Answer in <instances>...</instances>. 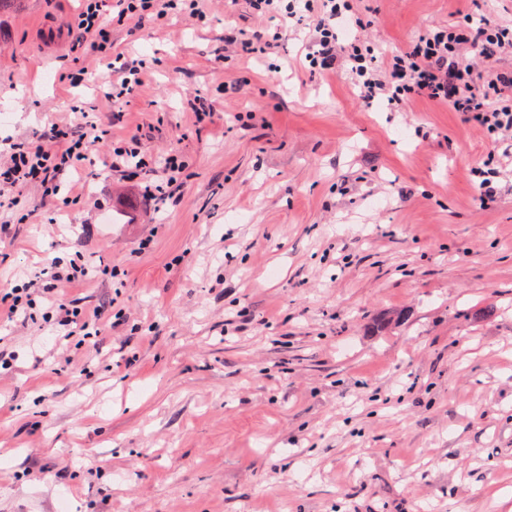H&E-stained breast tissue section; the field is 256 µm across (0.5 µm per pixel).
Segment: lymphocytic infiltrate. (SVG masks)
<instances>
[{
  "label": "lymphocytic infiltrate",
  "mask_w": 512,
  "mask_h": 512,
  "mask_svg": "<svg viewBox=\"0 0 512 512\" xmlns=\"http://www.w3.org/2000/svg\"><path fill=\"white\" fill-rule=\"evenodd\" d=\"M250 5L255 13L277 19L278 25L273 33L259 37L236 36L240 55L264 53L282 40L286 23H293L295 30L308 32L305 58L311 71L333 70L341 59L365 102L383 101L393 108L415 99L449 104L464 121L477 123L493 138L503 157L512 159V71L490 66L501 53L512 52L511 27L483 14H467L459 24L426 30L382 60L372 46L339 41L336 22L353 13V0H250ZM473 48L486 62L485 72H477L467 58ZM110 136L109 129L94 123L75 132L66 124L51 123L39 141L14 145L9 163L0 165V187L35 182L46 195H58L62 175L92 165L94 146ZM42 276L54 293L51 307L66 329L64 341L79 336L87 342L99 336V311L56 296L61 287L91 279L89 268L75 262L66 267L53 263L43 268Z\"/></svg>",
  "instance_id": "1"
}]
</instances>
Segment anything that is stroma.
<instances>
[{"mask_svg": "<svg viewBox=\"0 0 512 512\" xmlns=\"http://www.w3.org/2000/svg\"><path fill=\"white\" fill-rule=\"evenodd\" d=\"M476 5L512 24V0H357L358 34L391 52ZM202 6L105 11L101 53L78 0L0 7V141L90 120L183 161L155 200L103 145L64 179L80 201L0 193V291L80 259L100 274L62 295L105 310L67 365L45 304L0 323V512H512V179L483 205L471 174L492 144L448 104L311 74L297 36L240 58L225 29L266 20ZM116 55L147 69L113 102ZM116 6L119 7L117 21L124 22L128 18L143 19L152 14L157 20L168 18V10H174L177 14H188L189 16H199V0H179L178 2H187L181 8L175 3L174 7H168L171 1L159 0H117Z\"/></svg>", "mask_w": 512, "mask_h": 512, "instance_id": "stroma-1", "label": "stroma"}]
</instances>
